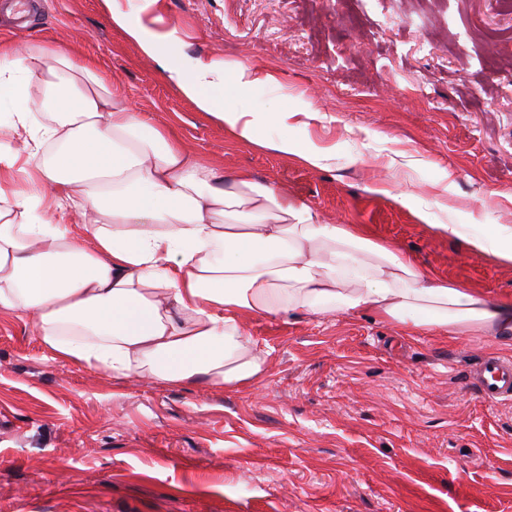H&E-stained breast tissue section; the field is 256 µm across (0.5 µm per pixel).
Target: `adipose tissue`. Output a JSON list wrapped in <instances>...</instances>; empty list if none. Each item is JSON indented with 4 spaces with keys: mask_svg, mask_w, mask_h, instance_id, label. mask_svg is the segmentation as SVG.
<instances>
[{
    "mask_svg": "<svg viewBox=\"0 0 512 512\" xmlns=\"http://www.w3.org/2000/svg\"><path fill=\"white\" fill-rule=\"evenodd\" d=\"M113 27L154 60L178 92L236 140L295 151L293 130L317 112H259L225 102L256 84L249 65L171 64L164 36L103 0ZM0 312H30L55 357L182 384L235 387L261 378L265 354L242 316L369 312L407 331L480 333L512 343V299H489L421 271L363 226L333 224L308 203L282 202L249 175L221 169L156 127L93 63L60 49L0 40ZM475 253L512 265V226L438 224ZM85 225L95 244L71 231Z\"/></svg>",
    "mask_w": 512,
    "mask_h": 512,
    "instance_id": "1",
    "label": "adipose tissue"
}]
</instances>
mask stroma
<instances>
[{"label": "stroma", "instance_id": "stroma-1", "mask_svg": "<svg viewBox=\"0 0 512 512\" xmlns=\"http://www.w3.org/2000/svg\"><path fill=\"white\" fill-rule=\"evenodd\" d=\"M190 56L250 64L237 98L318 111L297 152L235 140L113 28L102 0H31L0 34L94 60L203 161L359 224L434 276L512 298V266L435 234L512 225V0H117ZM326 150L325 168L298 157ZM381 193H370V185ZM0 313V512H512V401L469 376L512 347L368 313L250 318L259 381L113 378Z\"/></svg>", "mask_w": 512, "mask_h": 512}]
</instances>
